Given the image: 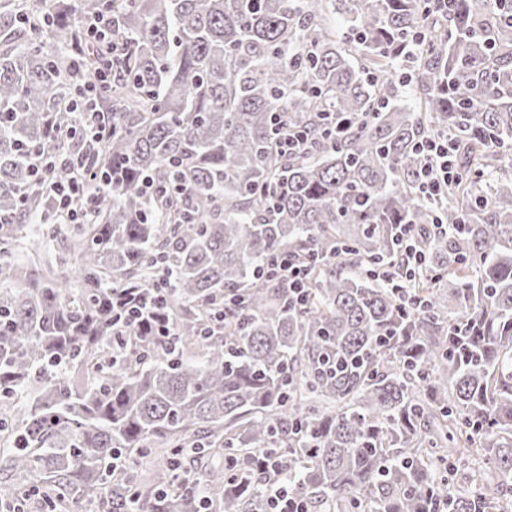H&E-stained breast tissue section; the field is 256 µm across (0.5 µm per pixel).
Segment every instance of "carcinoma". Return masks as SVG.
I'll return each instance as SVG.
<instances>
[{"mask_svg": "<svg viewBox=\"0 0 512 512\" xmlns=\"http://www.w3.org/2000/svg\"><path fill=\"white\" fill-rule=\"evenodd\" d=\"M453 2L63 0L46 17L0 0V406L20 407L0 413V496L269 512L270 457L310 512H503L512 0ZM82 16L119 28L80 43ZM77 47L82 83L111 66L112 130L88 159L109 191L88 187L76 256L21 262L32 215L60 233L32 161L76 148ZM275 114L305 149L281 154ZM432 134L456 141L460 179L426 204L414 145ZM403 225L426 258L409 278ZM285 253L307 265L301 304L259 276ZM152 286L174 335L144 344L150 323L118 320L112 297Z\"/></svg>", "mask_w": 512, "mask_h": 512, "instance_id": "carcinoma-1", "label": "carcinoma"}]
</instances>
